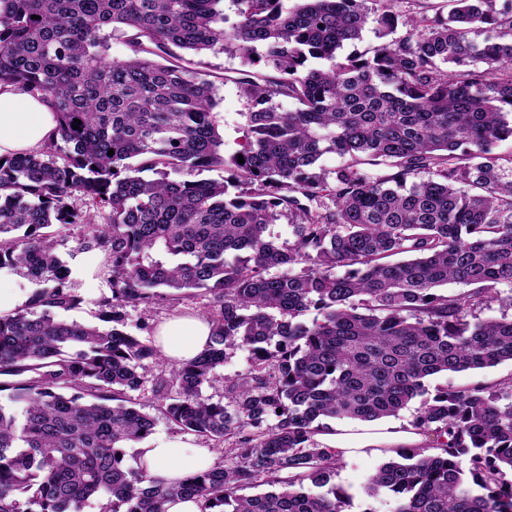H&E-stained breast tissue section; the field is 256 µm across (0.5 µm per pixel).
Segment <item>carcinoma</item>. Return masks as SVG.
<instances>
[{
	"label": "carcinoma",
	"instance_id": "carcinoma-1",
	"mask_svg": "<svg viewBox=\"0 0 512 512\" xmlns=\"http://www.w3.org/2000/svg\"><path fill=\"white\" fill-rule=\"evenodd\" d=\"M401 2L232 0L227 29L224 0H0V83L58 116L43 148L0 164V271L37 285L0 317V512H165L178 498L202 512H343L322 420L375 421L418 396L413 426L432 441L382 449L367 493L394 512H512V378L424 385L512 361V153L496 152L512 141V0L426 2L405 18ZM370 24L403 32L342 53ZM116 31L125 58L108 56ZM224 51L277 72L238 78L246 135L230 155L215 84L190 68ZM327 153L346 159L331 181ZM216 166L224 180L194 179ZM285 215L293 240L280 243L267 229ZM70 224L76 251L106 254L100 325L56 314L80 301L52 231ZM448 283L471 290L437 292ZM191 289L212 294L209 341L155 396L234 462L168 484L128 453L155 427L130 393L157 350L117 308ZM493 303L501 316L480 318ZM243 346L247 376L204 394Z\"/></svg>",
	"mask_w": 512,
	"mask_h": 512
}]
</instances>
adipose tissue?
Instances as JSON below:
<instances>
[{
	"label": "adipose tissue",
	"mask_w": 512,
	"mask_h": 512,
	"mask_svg": "<svg viewBox=\"0 0 512 512\" xmlns=\"http://www.w3.org/2000/svg\"><path fill=\"white\" fill-rule=\"evenodd\" d=\"M57 126L56 114L46 98L12 85H0V157L42 147ZM211 331L205 317H173L158 326L155 345L168 361L190 360L205 349ZM138 449L151 475L167 482L186 478L215 463L209 449L179 438L158 444L145 440Z\"/></svg>",
	"instance_id": "adipose-tissue-1"
}]
</instances>
